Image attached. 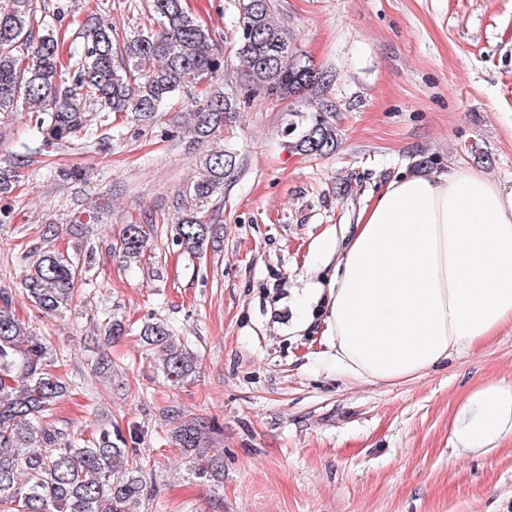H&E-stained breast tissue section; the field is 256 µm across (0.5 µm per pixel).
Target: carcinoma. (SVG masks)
Masks as SVG:
<instances>
[{"label":"carcinoma","instance_id":"obj_1","mask_svg":"<svg viewBox=\"0 0 512 512\" xmlns=\"http://www.w3.org/2000/svg\"><path fill=\"white\" fill-rule=\"evenodd\" d=\"M150 6L160 31L143 34L118 52L112 28L93 12L83 43L66 49L54 27L37 17L33 0H8V6H0V112L26 104L43 145L52 148L87 126V102L107 112L150 118L174 95L223 68L211 31L192 17L184 0H150ZM22 40L28 45L23 57L16 54ZM235 54L254 93H320L331 82L328 72L296 54L287 30L272 19V0H239ZM238 108L233 95L208 97L193 113L197 140L233 122ZM332 111L333 105L322 99L313 115H294L288 123L289 147L306 156L335 153L336 128L327 118ZM24 163L20 157L0 165V197L12 193ZM237 163L231 151L207 155L206 173L193 185V197L208 198ZM173 229V244L195 256L215 242V225L191 211ZM151 232L148 224H127L112 251L126 263L137 262L147 251ZM81 276L79 265L46 247L27 270L23 294L48 316L73 301ZM12 302V293L1 289L0 512H138L152 494L147 460L129 447L119 429L103 430L89 441L52 421L54 406L69 384L52 369L56 357L50 342L16 318ZM143 339L161 353L168 382L178 384L194 373V357L168 326L147 325ZM207 430L203 422L186 419L173 439L192 453L203 447ZM198 475L222 481V462L207 460Z\"/></svg>","mask_w":512,"mask_h":512}]
</instances>
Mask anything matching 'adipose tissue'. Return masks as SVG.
Segmentation results:
<instances>
[{"mask_svg":"<svg viewBox=\"0 0 512 512\" xmlns=\"http://www.w3.org/2000/svg\"><path fill=\"white\" fill-rule=\"evenodd\" d=\"M324 302L323 366L364 382L424 375L512 327V187L480 172H413L359 213L327 289L307 288L301 315ZM512 439V381L490 377L450 426L458 457Z\"/></svg>","mask_w":512,"mask_h":512,"instance_id":"adipose-tissue-1","label":"adipose tissue"}]
</instances>
